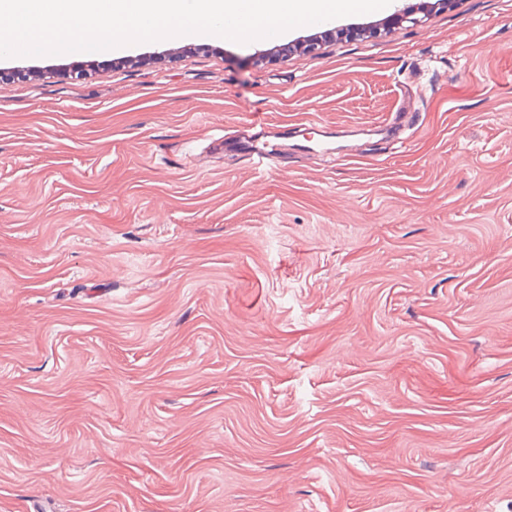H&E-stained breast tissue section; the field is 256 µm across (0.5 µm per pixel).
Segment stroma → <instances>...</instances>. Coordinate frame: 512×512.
Returning a JSON list of instances; mask_svg holds the SVG:
<instances>
[{"label":"stroma","instance_id":"obj_1","mask_svg":"<svg viewBox=\"0 0 512 512\" xmlns=\"http://www.w3.org/2000/svg\"><path fill=\"white\" fill-rule=\"evenodd\" d=\"M423 5L0 58V512H512V0ZM254 128H260L256 137L245 141V148L249 155H256L258 158L272 161L278 154L277 137L272 127L263 122H254L251 124Z\"/></svg>","mask_w":512,"mask_h":512}]
</instances>
